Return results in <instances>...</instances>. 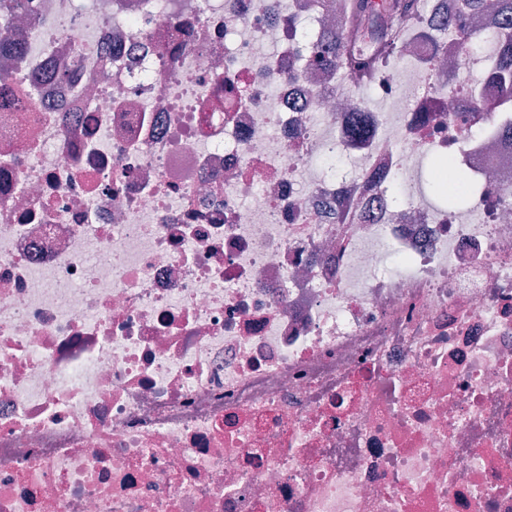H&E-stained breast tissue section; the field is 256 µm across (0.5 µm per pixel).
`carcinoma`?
<instances>
[{"label":"carcinoma","instance_id":"1","mask_svg":"<svg viewBox=\"0 0 512 512\" xmlns=\"http://www.w3.org/2000/svg\"><path fill=\"white\" fill-rule=\"evenodd\" d=\"M338 4L342 27L359 34L371 35L373 53L366 56L356 45L346 41L336 30L324 34L325 48L309 56L308 65L325 69H339L348 74L359 86L369 84L371 72L380 62H388L402 56V45L407 40L413 17L421 8V0H335ZM445 11L442 22L458 20L462 12L484 13L489 8L506 28H512V0H443ZM24 6V0H0V52L11 44V22ZM488 76L496 85L501 98L512 101V52L506 50L494 62Z\"/></svg>","mask_w":512,"mask_h":512}]
</instances>
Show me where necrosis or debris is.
<instances>
[{"instance_id": "necrosis-or-debris-1", "label": "necrosis or debris", "mask_w": 512, "mask_h": 512, "mask_svg": "<svg viewBox=\"0 0 512 512\" xmlns=\"http://www.w3.org/2000/svg\"><path fill=\"white\" fill-rule=\"evenodd\" d=\"M0 75V512H512V103L410 30L353 132L316 0H27ZM453 155L473 203L404 175ZM356 174H348L347 164Z\"/></svg>"}]
</instances>
